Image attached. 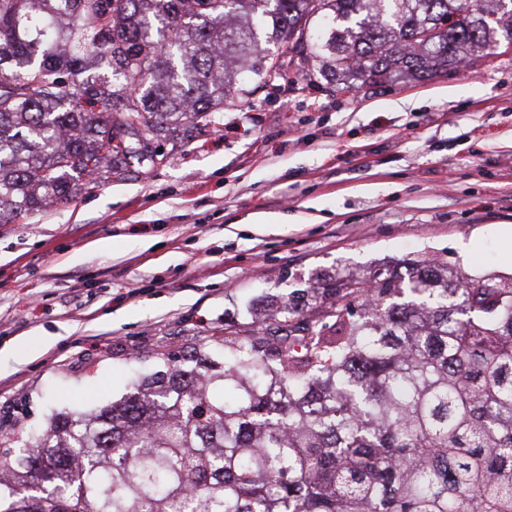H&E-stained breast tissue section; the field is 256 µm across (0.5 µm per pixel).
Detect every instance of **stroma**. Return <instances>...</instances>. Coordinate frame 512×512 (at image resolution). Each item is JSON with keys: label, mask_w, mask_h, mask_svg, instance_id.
<instances>
[{"label": "stroma", "mask_w": 512, "mask_h": 512, "mask_svg": "<svg viewBox=\"0 0 512 512\" xmlns=\"http://www.w3.org/2000/svg\"><path fill=\"white\" fill-rule=\"evenodd\" d=\"M155 145L158 165L0 224V423L120 400L288 275L418 254L512 275V51L355 91L289 73Z\"/></svg>", "instance_id": "1"}]
</instances>
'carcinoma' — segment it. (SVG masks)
I'll return each instance as SVG.
<instances>
[{
	"label": "carcinoma",
	"instance_id": "1",
	"mask_svg": "<svg viewBox=\"0 0 512 512\" xmlns=\"http://www.w3.org/2000/svg\"><path fill=\"white\" fill-rule=\"evenodd\" d=\"M511 42L512 0H0V224L210 132L232 64L353 89ZM402 265L214 331L220 370L160 350L121 402L14 424L0 512H512V276Z\"/></svg>",
	"mask_w": 512,
	"mask_h": 512
}]
</instances>
